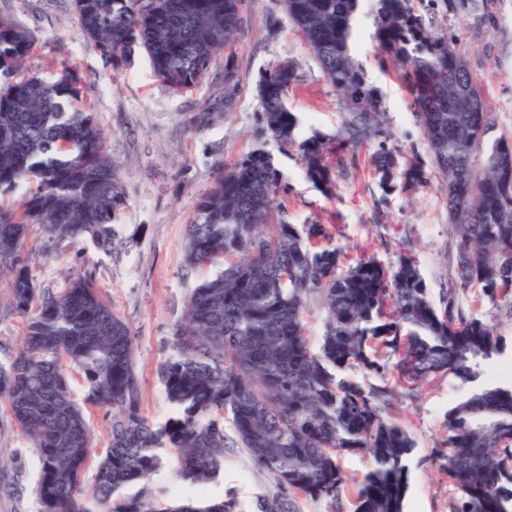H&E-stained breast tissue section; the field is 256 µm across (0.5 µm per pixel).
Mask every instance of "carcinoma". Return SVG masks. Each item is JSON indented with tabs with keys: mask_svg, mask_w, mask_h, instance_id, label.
Returning <instances> with one entry per match:
<instances>
[{
	"mask_svg": "<svg viewBox=\"0 0 512 512\" xmlns=\"http://www.w3.org/2000/svg\"><path fill=\"white\" fill-rule=\"evenodd\" d=\"M243 2L73 0V10L83 37L115 63L143 53L157 77L188 92L240 38ZM359 2L282 0L334 87L342 121L333 134L301 136L287 106L298 77L291 63L260 83L263 140L202 197L187 228L186 265L222 270L193 288L174 330L161 366L172 412L160 425L139 412L130 328L95 284L79 276L54 292L30 274L33 230L47 249L89 242L112 253L123 244L112 221L126 199L77 71L64 63L51 80L29 72L33 36L0 17V278L9 288L0 310L28 319L21 346L0 360V400L38 458L39 512H94L81 490L91 451L86 405L112 408V443L95 473L105 512H236L233 498L160 508L120 494L160 469L165 447L192 488L216 480L226 449H244L275 482L257 512H296V494L334 505L347 493L354 512H404L415 441L384 416L390 390L369 377L385 381L405 366L416 378L476 384L444 417L453 512H512V385L494 378L503 344L481 313L484 302L512 306V267L499 263L512 251V174L490 163L512 154V141L487 143L493 123L480 84L453 42L432 30L423 0H376V37L400 70L446 192L455 265L440 303L416 257L352 258L331 243L327 225L289 223L278 200L271 143L296 148L327 196L333 176H348L354 152L369 143L382 202L425 179L424 162L388 146L383 101L353 54ZM474 288L477 305L466 314L458 297ZM311 303L323 312L315 346L303 321ZM72 368L85 381L82 406ZM357 452L372 466L350 490L337 458Z\"/></svg>",
	"mask_w": 512,
	"mask_h": 512,
	"instance_id": "1",
	"label": "carcinoma"
}]
</instances>
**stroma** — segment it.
Masks as SVG:
<instances>
[{
	"label": "stroma",
	"instance_id": "35a3bbf8",
	"mask_svg": "<svg viewBox=\"0 0 512 512\" xmlns=\"http://www.w3.org/2000/svg\"><path fill=\"white\" fill-rule=\"evenodd\" d=\"M244 27L233 47L213 61L206 77L188 93H176L158 80L148 57L138 53L123 67L81 35L72 0H0V16L29 30L34 49L28 71L54 77L61 61L77 67L87 104L106 135V146L123 174L126 203L114 218L124 246L106 254L92 244L61 251L45 249L30 238L26 254L35 282L55 291L71 278H91L100 293L128 323L136 348L139 411L151 422L170 414L160 368L172 353V336L183 320L192 289L215 274V267L187 268L186 226L201 198L225 170L256 145L253 130L259 110L258 84L277 64L294 63L299 80L288 95L303 132H334L341 109L301 34L288 19L281 0H245ZM436 32L452 37L481 85L494 121L492 138L512 140V0H462L447 10L433 0L428 12ZM373 0H362L357 16L356 59L368 83L379 91L386 109L391 145L408 158H427L428 147L411 112V99L392 62L384 60L376 39ZM240 75L237 96H224V67ZM275 166L288 189V219L294 224L319 220L340 227L336 243L351 254L373 255L391 264L399 253L414 254L431 289L440 299L452 268L455 240L445 193L435 174L411 191L396 192L381 203V191L369 173L372 147L357 150L354 177L339 181L336 195L324 197L305 177L295 149L270 145ZM393 391L389 418L415 440L410 456L405 512H451L454 489L441 464L444 415L467 389L446 375L415 385L389 378ZM91 455L85 489L94 486L98 461L112 439V410L87 411ZM162 467L148 480L124 487L127 495L144 492L166 503L183 486L175 454L161 449ZM0 458L10 461L19 490L0 497V512H39L38 460L28 440L0 404ZM275 487L272 475L256 468L246 452L230 449L224 470L204 491L206 498L232 497L239 512H255L259 495Z\"/></svg>",
	"mask_w": 512,
	"mask_h": 512
}]
</instances>
